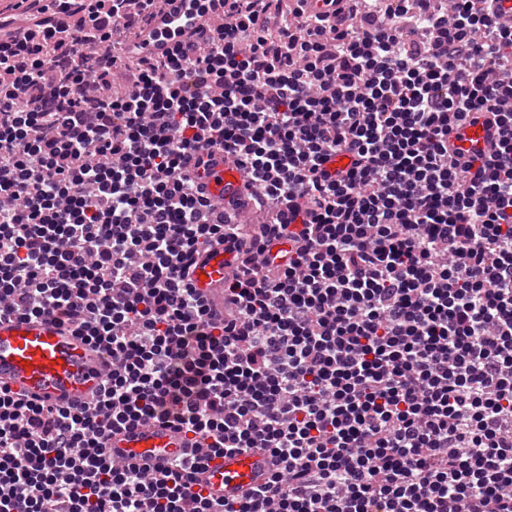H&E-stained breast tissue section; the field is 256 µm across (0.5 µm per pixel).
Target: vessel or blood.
Returning a JSON list of instances; mask_svg holds the SVG:
<instances>
[{"label":"vessel or blood","mask_w":512,"mask_h":512,"mask_svg":"<svg viewBox=\"0 0 512 512\" xmlns=\"http://www.w3.org/2000/svg\"><path fill=\"white\" fill-rule=\"evenodd\" d=\"M490 130L483 122L467 125L456 141L460 150H483ZM198 183L220 206L236 200L245 179L231 160L214 154L198 170ZM197 292L224 300V249L215 247L199 258L189 271ZM108 356L49 317L0 320V384L45 405L80 404L99 389ZM113 453L135 461L161 463L188 453V435L159 423L138 426L113 435ZM266 456L258 452H233L211 461L200 475L206 493L219 499L251 494L267 477Z\"/></svg>","instance_id":"b4317fda"}]
</instances>
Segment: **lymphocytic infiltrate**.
Returning a JSON list of instances; mask_svg holds the SVG:
<instances>
[{
  "instance_id": "f902f5d3",
  "label": "lymphocytic infiltrate",
  "mask_w": 512,
  "mask_h": 512,
  "mask_svg": "<svg viewBox=\"0 0 512 512\" xmlns=\"http://www.w3.org/2000/svg\"><path fill=\"white\" fill-rule=\"evenodd\" d=\"M192 2L149 57L166 0L0 6V319L112 359L87 404L0 386V512H512L501 0H224L209 26ZM214 152L256 188L223 211L192 174ZM217 244L220 311L188 280ZM152 419L201 442L115 461ZM244 449L264 485L210 499L198 472ZM491 130L482 122L467 125L456 140L460 150L476 152L483 150L489 138Z\"/></svg>"
}]
</instances>
